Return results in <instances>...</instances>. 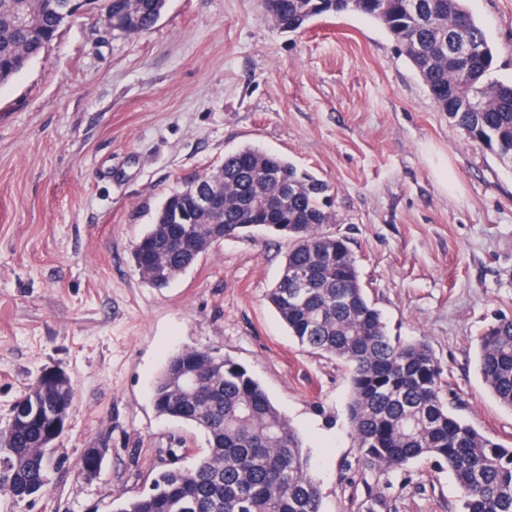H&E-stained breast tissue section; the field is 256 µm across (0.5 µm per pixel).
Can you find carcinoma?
I'll return each instance as SVG.
<instances>
[{"mask_svg": "<svg viewBox=\"0 0 512 512\" xmlns=\"http://www.w3.org/2000/svg\"><path fill=\"white\" fill-rule=\"evenodd\" d=\"M167 0H101V16L131 12L135 33L150 30ZM274 26L299 32L316 17L358 12L381 25L407 57L437 107L455 126L512 164V82L489 78L494 48L466 0H263ZM77 18L68 0H0V85L23 71L59 29ZM220 189L224 209L211 220L193 209L197 187ZM285 198L266 229L288 237L283 271L304 276L305 287L285 278L268 299L298 343L347 365V416L361 472L399 469L430 460L454 477L461 512H512V446L479 432L443 395V368L424 340L389 335L382 313L363 287L357 256L345 238L324 231L336 221L328 186L285 158L245 146L222 167L170 194L155 224L135 243L139 274L163 288L203 253L186 227L169 223L189 213L211 240L250 229L247 206ZM478 368L494 396L512 407V317H501L477 338ZM198 376L204 397L178 391L185 375ZM156 412L200 429L207 450L190 468L158 472L147 492L119 497L113 512H322V491L309 472L302 440L262 384L226 354L188 348L172 355L154 384ZM54 402L12 429L0 448L10 469L0 490L18 498L45 488L48 469L32 456L51 433Z\"/></svg>", "mask_w": 512, "mask_h": 512, "instance_id": "cac0c4a2", "label": "carcinoma"}]
</instances>
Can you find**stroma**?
Returning a JSON list of instances; mask_svg holds the SVG:
<instances>
[{
  "label": "stroma",
  "instance_id": "obj_1",
  "mask_svg": "<svg viewBox=\"0 0 512 512\" xmlns=\"http://www.w3.org/2000/svg\"><path fill=\"white\" fill-rule=\"evenodd\" d=\"M512 80V0H467ZM250 145L325 181L390 335L425 340L458 414L512 445V409L477 371L476 339L512 316V167L452 126L393 39L355 13L284 33L261 0H168L144 33L88 7L0 87V429L47 369L74 402L47 453L49 486L0 512H112L149 488L168 449L203 434L156 414L166 360L211 347L243 364L303 440L324 512H460L426 462L350 473L357 450L339 359L302 348L267 294L287 237L214 244L167 287L132 261L164 200ZM107 454L99 475L78 468Z\"/></svg>",
  "mask_w": 512,
  "mask_h": 512
}]
</instances>
